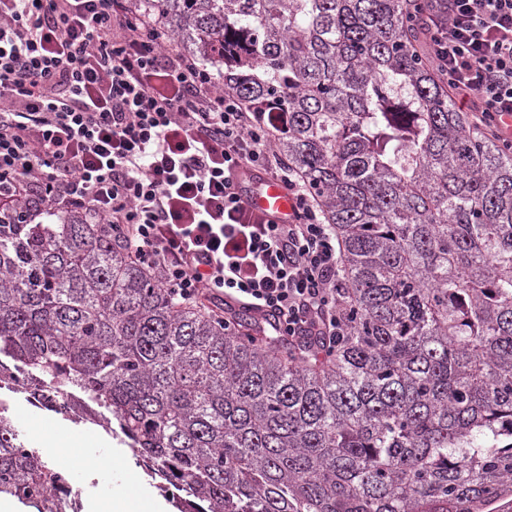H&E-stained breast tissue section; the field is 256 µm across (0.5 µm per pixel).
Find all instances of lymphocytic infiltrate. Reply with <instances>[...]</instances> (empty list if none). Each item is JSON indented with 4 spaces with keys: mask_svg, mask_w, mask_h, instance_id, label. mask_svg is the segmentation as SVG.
<instances>
[{
    "mask_svg": "<svg viewBox=\"0 0 512 512\" xmlns=\"http://www.w3.org/2000/svg\"><path fill=\"white\" fill-rule=\"evenodd\" d=\"M454 101L512 150V0H421ZM294 201L263 222L237 175ZM80 212L187 304L212 298L332 346L345 266L270 129L133 0H0V213Z\"/></svg>",
    "mask_w": 512,
    "mask_h": 512,
    "instance_id": "obj_1",
    "label": "lymphocytic infiltrate"
}]
</instances>
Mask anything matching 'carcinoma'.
Returning <instances> with one entry per match:
<instances>
[{
	"label": "carcinoma",
	"instance_id": "1",
	"mask_svg": "<svg viewBox=\"0 0 512 512\" xmlns=\"http://www.w3.org/2000/svg\"><path fill=\"white\" fill-rule=\"evenodd\" d=\"M215 69L342 244L343 340L181 305L76 211L0 216V358L178 512H471L512 489V153L448 99L417 0H135ZM292 33L282 37L283 30ZM0 408V495L63 512Z\"/></svg>",
	"mask_w": 512,
	"mask_h": 512
}]
</instances>
